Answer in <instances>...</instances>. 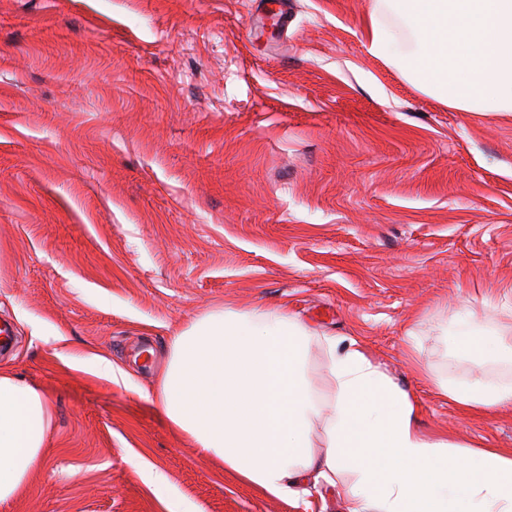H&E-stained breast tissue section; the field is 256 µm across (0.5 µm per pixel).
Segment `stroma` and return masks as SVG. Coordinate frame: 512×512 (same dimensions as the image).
Here are the masks:
<instances>
[{"label":"stroma","instance_id":"35a3bbf8","mask_svg":"<svg viewBox=\"0 0 512 512\" xmlns=\"http://www.w3.org/2000/svg\"><path fill=\"white\" fill-rule=\"evenodd\" d=\"M374 3L288 0L272 27L262 0H0V365L54 410L0 512H301L146 399L173 336L227 305L355 339L424 434L512 448L511 408L431 382L512 379L445 333L468 310L512 345V112L371 56Z\"/></svg>","mask_w":512,"mask_h":512}]
</instances>
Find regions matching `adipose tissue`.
<instances>
[{"mask_svg": "<svg viewBox=\"0 0 512 512\" xmlns=\"http://www.w3.org/2000/svg\"><path fill=\"white\" fill-rule=\"evenodd\" d=\"M495 334L470 319L454 329L458 345L479 357L501 353ZM314 343L326 350L334 383L324 401L302 371ZM433 384L467 410L512 405V380ZM154 399L201 454L303 512H313L314 487L343 489L348 512H512V452L423 434L416 400L356 343L340 347L282 307L217 309L173 336ZM52 424L43 391L0 367V503L28 484Z\"/></svg>", "mask_w": 512, "mask_h": 512, "instance_id": "adipose-tissue-1", "label": "adipose tissue"}]
</instances>
